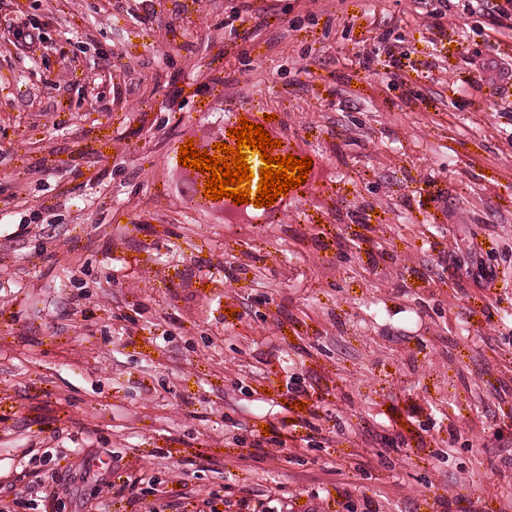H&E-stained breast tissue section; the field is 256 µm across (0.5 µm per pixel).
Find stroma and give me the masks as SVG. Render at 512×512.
<instances>
[{"mask_svg": "<svg viewBox=\"0 0 512 512\" xmlns=\"http://www.w3.org/2000/svg\"><path fill=\"white\" fill-rule=\"evenodd\" d=\"M240 3L0 0V512H496L512 80L471 81L512 28L494 0H280L288 38L228 55ZM234 112L313 162L276 222L178 179Z\"/></svg>", "mask_w": 512, "mask_h": 512, "instance_id": "stroma-1", "label": "stroma"}]
</instances>
